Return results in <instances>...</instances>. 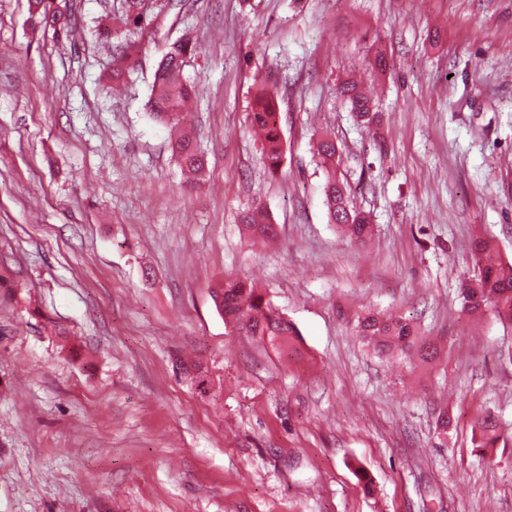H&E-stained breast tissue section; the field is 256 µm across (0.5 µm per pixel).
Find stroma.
<instances>
[{
    "instance_id": "stroma-1",
    "label": "stroma",
    "mask_w": 512,
    "mask_h": 512,
    "mask_svg": "<svg viewBox=\"0 0 512 512\" xmlns=\"http://www.w3.org/2000/svg\"><path fill=\"white\" fill-rule=\"evenodd\" d=\"M57 6L74 39L0 0V512H512V444H472L488 410L512 437V324L459 293L476 236L512 259V0H181L117 86L97 21L121 0ZM186 32L194 184L146 108ZM348 79L376 133L340 98ZM261 83L286 148L274 176L250 123ZM324 133L369 245L328 222ZM255 201L273 243L244 235ZM229 274L292 321L298 354L225 327L211 292ZM368 309L411 319L438 359L377 354L356 333ZM339 94L354 112L360 125L368 130H373L379 124V112L375 105L366 97L355 82H345L340 86Z\"/></svg>"
}]
</instances>
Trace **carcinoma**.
<instances>
[{
    "label": "carcinoma",
    "mask_w": 512,
    "mask_h": 512,
    "mask_svg": "<svg viewBox=\"0 0 512 512\" xmlns=\"http://www.w3.org/2000/svg\"><path fill=\"white\" fill-rule=\"evenodd\" d=\"M30 6L57 37H70L71 21H64L53 12L49 0H30ZM153 8L154 5L144 0H124L122 11L112 15V25L104 23L99 26V36L115 41L119 50L118 63L112 68V79H121L126 71L139 64L142 47L130 38V33L132 29L152 21ZM196 51V41L188 34L164 48L157 62L147 105L156 120L174 129L171 151L176 161L189 172L199 175L205 168V154L196 136L181 124L192 100L200 95L198 85L181 78L184 67ZM339 94L350 105L360 125L368 130L378 126L379 113L375 105L356 83H343ZM250 120L252 128L262 136L263 164L275 173L282 165L284 144L277 94L273 88L265 84L256 87ZM313 148L325 176L323 192L329 223L336 225L339 232L355 243L366 244L374 235V226L367 216L350 205L347 187L336 177V143L324 134ZM240 223L254 242L277 235V227L269 211L259 203L251 204L240 214ZM470 249L476 272L460 286L463 310L469 314L488 312L503 322L512 323V260L500 256L482 237L474 238ZM212 297L226 326L266 342L278 353L299 352L296 327L247 277L224 278L214 289ZM358 335L379 354L400 353L406 357L412 354L427 363L438 353L437 344L420 336L415 325L402 316L385 318L367 310L358 318ZM500 439L494 415L488 413L476 421L472 436L474 447L494 448Z\"/></svg>",
    "instance_id": "cac0c4a2"
}]
</instances>
